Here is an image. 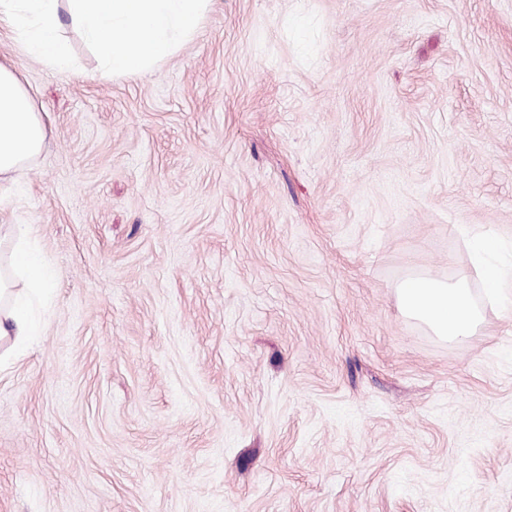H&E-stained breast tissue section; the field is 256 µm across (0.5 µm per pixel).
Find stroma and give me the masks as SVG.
<instances>
[{"instance_id":"stroma-1","label":"stroma","mask_w":512,"mask_h":512,"mask_svg":"<svg viewBox=\"0 0 512 512\" xmlns=\"http://www.w3.org/2000/svg\"><path fill=\"white\" fill-rule=\"evenodd\" d=\"M0 40L48 139L0 224L54 272L0 361V512H512V306L463 343L424 273L512 262V0H212L103 78ZM403 312L427 325L436 336L462 341L474 336L484 321L465 280L441 282L427 275L405 280L397 289Z\"/></svg>"}]
</instances>
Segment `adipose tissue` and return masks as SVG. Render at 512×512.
<instances>
[{
    "mask_svg": "<svg viewBox=\"0 0 512 512\" xmlns=\"http://www.w3.org/2000/svg\"><path fill=\"white\" fill-rule=\"evenodd\" d=\"M211 0H0V29L29 57L51 67L71 63L61 36L64 21L79 27L99 57L105 77L139 73L172 56L194 30ZM45 114L17 64L0 58V185L14 180L43 150ZM7 268H0V341L23 347L36 328L28 315L47 288L50 273L32 250L29 227L7 224ZM499 242L475 241L471 261L484 270L489 304L512 300V275L495 263ZM403 312L435 335L456 342L474 336L484 321L467 281H439L427 275L405 280L397 290Z\"/></svg>",
    "mask_w": 512,
    "mask_h": 512,
    "instance_id": "ef3b65f1",
    "label": "adipose tissue"
}]
</instances>
